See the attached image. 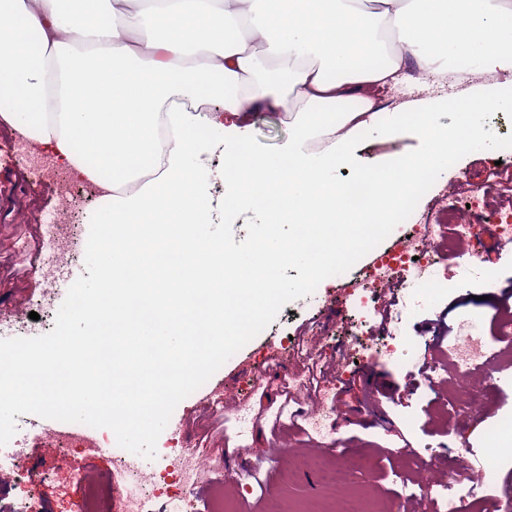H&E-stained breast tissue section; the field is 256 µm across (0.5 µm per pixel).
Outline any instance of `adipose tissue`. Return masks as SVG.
<instances>
[{"label": "adipose tissue", "instance_id": "obj_1", "mask_svg": "<svg viewBox=\"0 0 512 512\" xmlns=\"http://www.w3.org/2000/svg\"><path fill=\"white\" fill-rule=\"evenodd\" d=\"M512 74V0H0V128L50 148L98 184L97 221L118 224L166 192L204 224L212 200L200 155L220 146L226 203L271 169L333 186L337 168L364 183L404 178L412 189L445 174L467 149L433 121L434 105L377 109L375 90L415 75L463 82ZM214 104L198 111L201 101ZM461 120L512 110V77L453 100ZM289 112L295 135L273 156L250 146L249 119ZM180 130L162 169L144 179L162 119ZM414 132L425 154L374 167L365 134Z\"/></svg>", "mask_w": 512, "mask_h": 512}]
</instances>
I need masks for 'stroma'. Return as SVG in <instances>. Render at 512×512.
<instances>
[{"label":"stroma","instance_id":"obj_1","mask_svg":"<svg viewBox=\"0 0 512 512\" xmlns=\"http://www.w3.org/2000/svg\"><path fill=\"white\" fill-rule=\"evenodd\" d=\"M485 118L496 128V149L477 145L458 155L413 212L421 220L463 204L474 187H482L485 206L468 211V238L443 234L430 240L433 265L425 276L413 284L394 278L367 305L357 303L354 291L355 280L369 269L365 257L325 279L313 294L286 304L205 384L247 400L246 414L221 406L205 411L197 391L176 406L159 440L168 442L173 423L183 422L182 438L193 457L209 464L208 485L223 492V512H342L350 493L370 512H402L408 500L419 512H448L449 498L464 501L468 483L447 484L442 471L463 457L488 465L484 498L512 500V458L498 453L512 446V359L500 355L503 314L497 308L512 287V243L488 238L485 231L489 212L512 210V111H489ZM251 123L252 147L264 155L277 153L294 133L286 112H261ZM17 142L16 135L0 133V316L10 320L12 336L31 338L53 329V313L66 297L61 290L44 302L47 275L40 263L55 248L42 219L61 209L62 198L57 165L45 157L33 164L17 156ZM425 149L410 133L394 139L373 132L358 144L357 154L372 165ZM478 244L484 252L474 265L467 253ZM455 262L468 274L466 287L445 278ZM385 304L386 319L379 314ZM462 320L483 338L486 356L464 373L448 354L454 335L441 343L434 335L435 328H454ZM356 330L374 342L395 343V355L348 358L344 351ZM311 360L334 367L329 390L346 391L343 405L328 401L335 425L319 434L299 431L277 415L281 406L307 409L315 401V394L303 391L287 402L277 392L282 381L304 378ZM385 389L391 398L382 397ZM476 405L483 414L470 417ZM47 424L36 415L18 416L37 480L23 482L14 469L1 467L0 512H29L36 500L41 512H84L86 479L132 457L116 445L89 457L78 438L74 453L60 458L56 441L45 435ZM330 448L338 449L339 464L327 459ZM385 448L395 450L393 459L382 456Z\"/></svg>","mask_w":512,"mask_h":512}]
</instances>
